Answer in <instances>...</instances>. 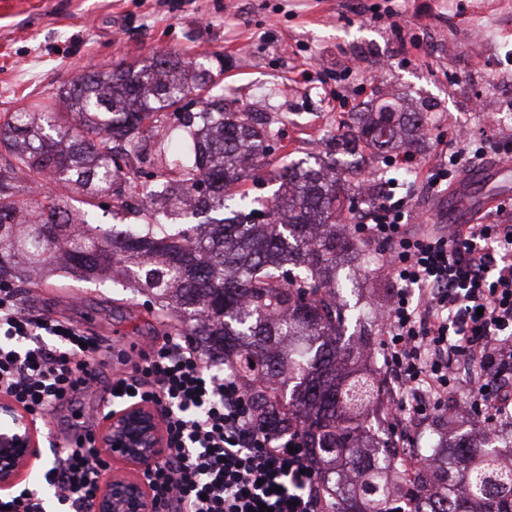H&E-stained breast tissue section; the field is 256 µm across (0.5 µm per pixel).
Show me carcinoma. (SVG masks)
<instances>
[{
  "label": "carcinoma",
  "mask_w": 512,
  "mask_h": 512,
  "mask_svg": "<svg viewBox=\"0 0 512 512\" xmlns=\"http://www.w3.org/2000/svg\"><path fill=\"white\" fill-rule=\"evenodd\" d=\"M219 83L176 52L140 66L117 64L62 88L57 103L0 114V287H34L47 275L112 281L153 299L161 324L193 336L214 357L236 363L253 403L278 433L299 430L322 474L323 512H391L411 482L380 444L363 443L379 405L365 346L342 340L361 322L339 304L348 277L336 258L364 241L345 214V191L359 162L336 170L315 153L275 173L270 200L245 189L277 138L252 112H226ZM161 136L141 152L140 177L118 162L117 142L141 129ZM421 112H354L335 136L345 151L380 154L424 135ZM86 194L95 205L139 198L144 217L122 229L93 226L69 196L27 202L21 190L46 181ZM474 443L461 435L430 445L433 491L409 498V512H512V438Z\"/></svg>",
  "instance_id": "obj_1"
}]
</instances>
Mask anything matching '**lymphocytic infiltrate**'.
I'll return each instance as SVG.
<instances>
[{
    "label": "lymphocytic infiltrate",
    "instance_id": "lymphocytic-infiltrate-1",
    "mask_svg": "<svg viewBox=\"0 0 512 512\" xmlns=\"http://www.w3.org/2000/svg\"><path fill=\"white\" fill-rule=\"evenodd\" d=\"M410 198L383 182L357 229L390 248L384 263L397 285L386 315L384 360L396 380L399 414L440 410L459 383L454 359L479 372L473 404L502 400L512 372V223L493 219L448 233L412 232ZM100 343L77 326L25 310L17 291L0 290V396L33 420L98 388ZM110 409L146 403L163 417L167 444L139 477L155 512H321L320 475L301 433H269L232 372H210L192 342L161 336L131 370L113 379ZM77 445L57 442L45 479L65 512H92L103 459L93 431Z\"/></svg>",
    "mask_w": 512,
    "mask_h": 512
}]
</instances>
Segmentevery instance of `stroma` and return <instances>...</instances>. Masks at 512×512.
Returning <instances> with one entry per match:
<instances>
[{
	"label": "stroma",
	"instance_id": "1",
	"mask_svg": "<svg viewBox=\"0 0 512 512\" xmlns=\"http://www.w3.org/2000/svg\"><path fill=\"white\" fill-rule=\"evenodd\" d=\"M176 52L201 59L221 78L226 107L269 117L278 145L267 157L253 195L267 197L270 177L285 157L320 152L348 112H368L382 100L423 113L428 135L415 150L418 167L462 139L512 123V0H0V113L55 96L76 76L122 61L147 62ZM466 127L465 138L454 135ZM504 159L490 152L467 163L445 191L421 174L404 186L413 228L447 232L463 217L452 201L471 172L484 174L480 194L501 190ZM381 243H369L361 265L370 276L357 297L371 328L374 367L384 370L383 323L374 304L388 303L392 284L377 268ZM35 313L71 322L103 344L102 383L120 369L125 342L148 345L160 334L144 295L68 278L27 293ZM101 395L63 406L39 426L41 457L28 486L48 512L57 501L44 480L54 461L52 442L79 417L98 413ZM470 417L448 409L412 423L406 446L471 428Z\"/></svg>",
	"mask_w": 512,
	"mask_h": 512
}]
</instances>
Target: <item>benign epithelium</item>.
<instances>
[{"instance_id":"7a95c632","label":"benign epithelium","mask_w":512,"mask_h":512,"mask_svg":"<svg viewBox=\"0 0 512 512\" xmlns=\"http://www.w3.org/2000/svg\"><path fill=\"white\" fill-rule=\"evenodd\" d=\"M99 443L115 459L153 462L163 448L160 417L144 404L130 405L109 415ZM41 456L30 416L15 402L0 399V491L12 489ZM155 505L140 481L114 473L95 501L96 512H154Z\"/></svg>"}]
</instances>
